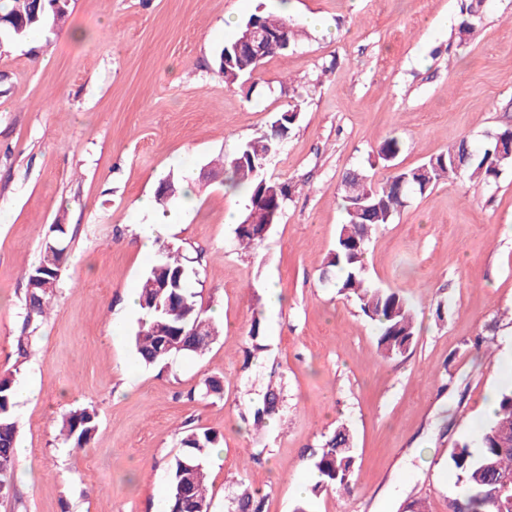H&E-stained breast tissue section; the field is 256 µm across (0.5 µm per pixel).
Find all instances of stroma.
<instances>
[{
    "instance_id": "stroma-1",
    "label": "stroma",
    "mask_w": 512,
    "mask_h": 512,
    "mask_svg": "<svg viewBox=\"0 0 512 512\" xmlns=\"http://www.w3.org/2000/svg\"><path fill=\"white\" fill-rule=\"evenodd\" d=\"M474 6L481 23L465 33L460 0H294L305 35L265 60L249 93L225 86L215 57L239 23L281 0H72L61 29L0 53V378L33 390L14 407L27 454L0 512H161L187 426L221 436L207 461L211 512L243 484L261 490L264 512H293L313 448L340 424L354 435L357 480L348 494L323 491L315 512H401L415 499L448 512L463 493L448 452L477 443L512 342V168L489 185L438 184L374 232L369 282L401 290L416 315L403 356H379L374 324L320 272L344 218L343 174H389L380 142L398 138L396 164L409 168L462 137L482 150L512 126V0ZM296 104L264 170L288 187L279 221L260 248L238 249L224 215L243 214L247 199L200 173ZM170 175L193 185V203L137 217L134 203ZM60 219L71 246L22 356L26 274ZM149 230L198 269L191 286L222 325L203 355L165 369L138 363L140 314L125 306L154 260L139 252ZM271 284L285 303L265 313L267 349L249 358L251 308ZM273 372L284 416L249 428L247 407ZM209 376L223 396L188 399ZM82 407L97 428L74 448L58 420Z\"/></svg>"
}]
</instances>
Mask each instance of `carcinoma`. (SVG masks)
<instances>
[{
	"instance_id": "cac0c4a2",
	"label": "carcinoma",
	"mask_w": 512,
	"mask_h": 512,
	"mask_svg": "<svg viewBox=\"0 0 512 512\" xmlns=\"http://www.w3.org/2000/svg\"><path fill=\"white\" fill-rule=\"evenodd\" d=\"M70 5L46 0L45 8L37 11L34 0H0V15L10 19L0 24V44L8 48L23 42L34 32H52L61 28L68 17ZM237 41L220 50L216 64L224 77V84L236 86V75L257 70L263 61H254L246 54L236 52ZM301 107L279 113L270 128L259 137L245 141L230 156L217 163L224 170L225 184L233 190H244L249 203L245 216L260 221L264 211L272 206L283 209L288 197L285 184L264 177L259 168L261 158L254 146L266 144L276 154L299 118ZM512 137V129L505 128L490 135L483 153H472L463 170L457 171L452 160L459 155L468 140L461 139L448 150L431 156L421 165L400 169L376 184L364 172L369 198L358 201L342 193L345 222L340 225L336 243L324 260L320 279H335L338 292L354 298L360 311L377 326V344L380 354L388 359L406 352L415 340L416 328L407 299L398 291L372 286L365 277V256L370 238L368 232L380 224L392 222L398 208L404 206L410 195H422L437 184L461 177L491 184L499 172L512 167V155L499 153V143ZM401 142L390 137L379 144L377 159L384 166L397 157ZM182 186L170 177L160 183L156 201L165 205L180 194ZM265 238L257 229L239 223L234 229V242L244 249L262 246ZM69 241L67 230L57 223L50 228L38 264L27 274L24 330H29L49 314L51 299L60 279V270L67 257ZM194 269L183 255L164 246L145 273L139 287V329L134 344L138 361L147 367H166L178 356L199 355L219 335V328L210 323L211 333L194 336L196 318H208L207 306L201 293L190 288ZM248 339L251 350L247 355L266 349L262 313H253ZM283 407L280 384L269 381L260 398L250 402L248 413L255 429H261L276 419ZM97 413L80 408L64 414L61 432L64 440L75 448L88 445L94 436ZM220 442L218 433L208 428H192L180 432L182 452L174 460L168 476L167 510L178 505L179 487L190 490L191 504L183 512H209L206 461ZM17 427L14 413V385L10 378L0 379V496L8 497L13 491V478L17 466L15 447ZM313 467L317 481L311 485L307 499L298 504L294 512H314V498L322 491L335 489L348 492L355 484L356 456L352 435L344 426L326 437L313 451ZM449 465L455 471L457 482L464 488V496L449 504L450 512H512V491L501 492L502 480L512 478V389L504 390L498 408L479 436L478 446L458 444L449 454ZM264 496L258 490L243 489L228 504V512H263Z\"/></svg>"
}]
</instances>
